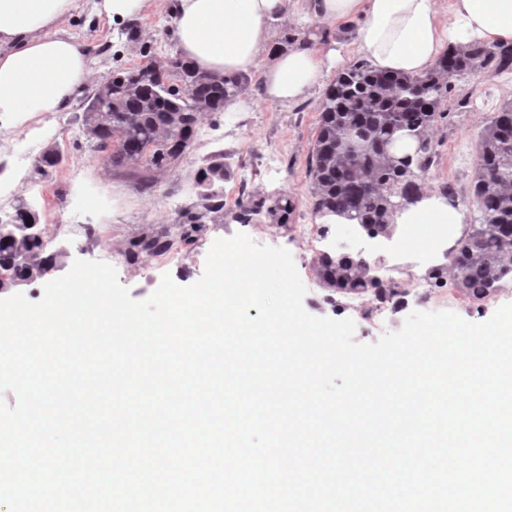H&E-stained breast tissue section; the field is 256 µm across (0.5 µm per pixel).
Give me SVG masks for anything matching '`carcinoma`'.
<instances>
[{"instance_id":"obj_1","label":"carcinoma","mask_w":512,"mask_h":512,"mask_svg":"<svg viewBox=\"0 0 512 512\" xmlns=\"http://www.w3.org/2000/svg\"><path fill=\"white\" fill-rule=\"evenodd\" d=\"M174 71L179 87L170 88L129 68L111 74L103 83L106 97L95 92L86 102L85 129L96 127L94 147L106 150L109 141L120 146L124 158L112 167L136 168L133 175L144 189L155 186V174L176 168L179 149L189 145L202 115L219 112L224 102L245 93L246 76L220 81L193 70L179 56L161 61ZM512 70V45L474 42L450 46L434 68L423 76L388 74L356 61L341 72L323 94L319 130L309 161L313 213L343 216L371 237L385 234L395 223L392 202H412L428 188L437 164L434 131L448 118L443 102L452 90L451 79L482 72ZM366 132L363 145L352 150L348 133ZM415 141L414 155H397L396 136ZM478 216L453 247L452 258L426 270L434 288L450 286L478 304L512 280V105L495 113L477 145L475 176L468 189ZM239 218L248 223L265 219L284 226L293 211L286 195L250 199L239 204ZM224 210L214 194L202 198L199 210L184 214L179 236L148 232L131 244L128 258L175 249L194 242L200 221ZM43 230L31 223L22 232L0 231V262L19 252L27 265L11 270L12 279L32 281L53 265L43 257ZM372 265L356 254L338 250L321 254L313 270L323 288L343 295L370 292L390 300L401 294L394 281L383 283L371 274Z\"/></svg>"}]
</instances>
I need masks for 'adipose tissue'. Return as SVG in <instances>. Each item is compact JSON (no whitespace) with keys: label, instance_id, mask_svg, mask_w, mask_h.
Returning a JSON list of instances; mask_svg holds the SVG:
<instances>
[{"label":"adipose tissue","instance_id":"obj_1","mask_svg":"<svg viewBox=\"0 0 512 512\" xmlns=\"http://www.w3.org/2000/svg\"><path fill=\"white\" fill-rule=\"evenodd\" d=\"M316 22L361 18L355 52L379 71L430 72L451 45L512 43V0H305ZM73 0H0V126H31L64 110L92 75L90 49L66 33ZM291 0H177L171 17L181 58L221 80L259 73L267 100L290 103L322 86L335 48L302 40L274 47V26ZM400 224L466 221L459 202L424 192L396 217Z\"/></svg>","mask_w":512,"mask_h":512}]
</instances>
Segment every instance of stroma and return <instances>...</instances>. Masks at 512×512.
Returning a JSON list of instances; mask_svg holds the SVG:
<instances>
[{"instance_id": "35a3bbf8", "label": "stroma", "mask_w": 512, "mask_h": 512, "mask_svg": "<svg viewBox=\"0 0 512 512\" xmlns=\"http://www.w3.org/2000/svg\"><path fill=\"white\" fill-rule=\"evenodd\" d=\"M175 0H146L144 7L126 19H108L92 12L91 0H76L64 28L76 41L92 50L95 77L81 97L63 111L46 115L38 131L14 127L0 132V139L12 141L14 148L0 153V208L16 212L28 207L44 231L53 225L62 230L46 247L56 257L53 277L66 274L78 259L96 260L103 253L118 259V279L134 300L148 298L170 275L179 285L196 282L203 274L207 253L219 238L238 233L257 237L252 224L237 217L235 186L240 166L252 168L254 179L249 193L254 197L285 194L294 210L289 221H315L310 201L308 159L318 133L323 88H316L303 100L283 105L267 100L260 78H253L246 95L251 108L246 112L205 113L200 122L213 139L223 141L224 150L209 157L199 140H192L185 159L173 171L158 175L156 187L146 190L124 169H113L102 153L96 152L85 133V102L99 84L112 73L143 64L162 54H176L170 22ZM285 29H312L317 45L336 44L341 58L330 73L338 75L357 61L354 38L347 24L311 27L304 0H293ZM452 90L444 107L445 125L435 131L437 164L429 177L430 188L445 182L469 186L475 175L476 144L494 112L512 103V71L483 73L451 81ZM282 146L275 171L267 169V145ZM58 153L62 161L43 167L46 153ZM222 162L224 180L207 186L198 176L212 162ZM218 193L224 201V220L207 222L193 244L181 247L178 264L161 269L151 256L127 259L130 243L146 229L177 231L187 211L197 208L203 194ZM99 228L98 237H87L82 227ZM275 246L286 248L306 287L303 307L311 315L355 322L354 339L360 343L377 341L381 333L358 319L349 297L337 296L335 303H323L325 291L310 265V253L301 251L288 233H280Z\"/></svg>"}]
</instances>
